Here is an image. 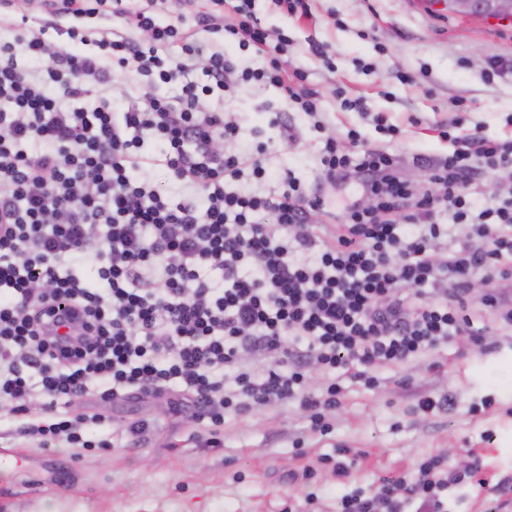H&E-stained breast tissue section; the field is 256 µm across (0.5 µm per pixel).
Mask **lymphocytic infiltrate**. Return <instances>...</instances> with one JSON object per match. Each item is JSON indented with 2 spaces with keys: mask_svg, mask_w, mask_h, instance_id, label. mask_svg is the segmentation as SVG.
<instances>
[{
  "mask_svg": "<svg viewBox=\"0 0 512 512\" xmlns=\"http://www.w3.org/2000/svg\"><path fill=\"white\" fill-rule=\"evenodd\" d=\"M209 2L181 0L195 20L186 28L159 24L132 0H56L44 13L64 42L49 45L43 23L0 43V400L38 447H90L88 427L111 416L69 407L101 397L175 395V407L194 406L197 437L213 448L226 414L258 405L298 402L324 434L342 387L331 378L321 396L307 393V365L332 375L358 364L373 387L374 369L474 335L483 313L512 327V139L459 136L418 191L397 156L326 137L325 181L353 182L374 201L347 203L330 226L312 221L323 194L297 182L274 196L228 190L247 174L265 178L277 138L249 154L215 150L238 128L203 108L200 93L254 81L311 115L317 98L304 73L285 76L288 39L269 41L252 0ZM104 7L121 27L80 26ZM201 31L254 47L266 66L243 69L223 48L203 49ZM116 70L138 76L119 105ZM148 135L194 196L174 202L134 179ZM482 170L500 189L489 207L469 190ZM443 211L452 225L438 222ZM452 229L460 246L437 251ZM90 257L92 280L78 271ZM479 273L489 290L476 310L468 293ZM257 356L272 368L255 373L247 361ZM460 481L432 455L413 476L380 479L372 495L343 496L340 512H448Z\"/></svg>",
  "mask_w": 512,
  "mask_h": 512,
  "instance_id": "lymphocytic-infiltrate-1",
  "label": "lymphocytic infiltrate"
}]
</instances>
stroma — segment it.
I'll return each mask as SVG.
<instances>
[{
  "instance_id": "1",
  "label": "stroma",
  "mask_w": 512,
  "mask_h": 512,
  "mask_svg": "<svg viewBox=\"0 0 512 512\" xmlns=\"http://www.w3.org/2000/svg\"><path fill=\"white\" fill-rule=\"evenodd\" d=\"M264 29L288 34L282 62L302 69L306 85L321 98L324 130L302 112L289 111L295 137L268 155L269 176L247 189L280 192L291 175L309 189L321 188L322 224L341 220L340 199H360L356 185L320 182L319 155L326 135L347 142L357 131L371 146L399 156L405 179L421 183L429 161L454 143L436 127L481 126L486 136H512V21H464L430 12L415 0H314L313 16L295 19L275 11L271 0H254ZM324 46L323 64L311 43ZM508 68L488 76L490 61ZM407 82H399V75ZM363 98V112L343 109L338 92ZM238 124L242 144L266 140L270 111L284 105L272 87L241 85L209 95ZM512 367V329L489 326L479 336H455L439 350L377 369L367 388L341 376L343 396L330 416L327 435L313 433L298 403L274 405L224 418V445L202 447L192 410L170 414L163 400L96 401L112 417V445L89 451L45 450L26 445L9 422L0 423V450L19 452L0 460V512H337L342 496L371 492L380 478L412 473L430 455L448 467L480 460L490 482L463 480L448 497L450 512H500L512 500V383L498 372ZM443 400L424 414L421 397ZM493 398L489 409L481 400ZM146 419L150 430L136 445L124 433L127 421ZM346 449L354 464L339 480L325 457ZM316 476L304 479L306 469Z\"/></svg>"
}]
</instances>
